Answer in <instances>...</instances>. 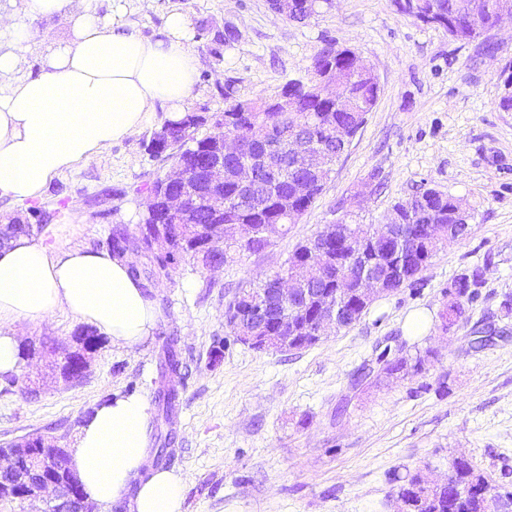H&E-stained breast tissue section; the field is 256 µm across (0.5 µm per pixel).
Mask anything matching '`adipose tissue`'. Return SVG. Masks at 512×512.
Instances as JSON below:
<instances>
[{
	"instance_id": "obj_1",
	"label": "adipose tissue",
	"mask_w": 512,
	"mask_h": 512,
	"mask_svg": "<svg viewBox=\"0 0 512 512\" xmlns=\"http://www.w3.org/2000/svg\"><path fill=\"white\" fill-rule=\"evenodd\" d=\"M41 17L62 20L65 35L0 11V199L38 200L59 174L137 134L158 109L184 112L197 83L190 16L168 14L158 38L124 22L125 0L112 15L86 0H30ZM39 70L18 71L30 54ZM130 257L58 248L28 235L0 247V375L20 368L18 323L63 308L133 348L154 329L159 312ZM148 403L139 395L99 405L84 423L72 452L89 501H126L129 512H183V486L167 470L144 473Z\"/></svg>"
}]
</instances>
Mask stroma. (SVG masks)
I'll use <instances>...</instances> for the list:
<instances>
[{
    "mask_svg": "<svg viewBox=\"0 0 512 512\" xmlns=\"http://www.w3.org/2000/svg\"><path fill=\"white\" fill-rule=\"evenodd\" d=\"M189 10L199 77L188 111L213 118L221 89L241 98L280 94L305 78L324 41L354 49L379 79L376 105L314 204L276 243L220 271L180 266L152 292L160 318L138 347L104 340L82 380L54 382L44 357L20 372L29 388L0 379V443L32 433L76 445L82 421L107 398L136 394L151 405L148 446L168 435L166 470L183 485L184 512H401L395 479L422 469L439 482L456 457L486 476L492 493L512 490V112L496 107L498 74L512 59V25L473 41L399 15L391 0H336L306 23L275 16L267 0H127L129 21L155 36L172 10ZM240 32L231 46L215 37ZM166 119L55 177L37 205L50 213L37 238L90 250L113 225L136 230L145 189L170 163L146 145ZM462 199L465 238L448 242L417 282L376 298L359 322L301 350L259 351L237 341L224 310L239 286L279 269L295 247L350 214L382 223L395 201L421 187ZM482 267L478 295L443 331L451 282ZM424 331L411 330L414 316ZM80 322L59 309L24 322L22 340L71 341ZM494 338L474 348L477 332ZM177 341L179 406L159 417L162 343ZM433 351L418 374L354 387L384 347Z\"/></svg>",
    "mask_w": 512,
    "mask_h": 512,
    "instance_id": "obj_1",
    "label": "stroma"
}]
</instances>
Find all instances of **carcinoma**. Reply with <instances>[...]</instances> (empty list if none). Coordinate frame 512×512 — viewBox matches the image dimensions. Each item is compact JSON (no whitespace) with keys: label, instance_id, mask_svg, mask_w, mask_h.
Instances as JSON below:
<instances>
[{"label":"carcinoma","instance_id":"cac0c4a2","mask_svg":"<svg viewBox=\"0 0 512 512\" xmlns=\"http://www.w3.org/2000/svg\"><path fill=\"white\" fill-rule=\"evenodd\" d=\"M430 13L436 26L443 28L448 35L457 40H472L486 33L494 25L498 15H512V0H392L393 7L401 15H409L412 3ZM334 7V0H318L316 8L301 7L288 15V20L305 23L313 18V14L321 15ZM359 55L350 48L333 47L325 43L314 57L311 77L307 80L291 79L282 88V93L297 102L293 112H265L262 102L243 99L237 94L236 81L224 82V100L230 102L229 108H249V111L231 113L224 111L213 118L211 127L224 124V134H237L251 141V146L244 159L254 165L257 171L252 196L243 202L234 201L236 184L235 169L238 163L227 161L224 167L227 177L224 180V197L232 201V206L224 211L226 224H252L261 236L268 240L255 246L233 241L229 233H219L218 227L212 224L207 211L201 204V198L207 193V187L201 180L193 184L195 205L188 219L177 220L155 209L149 213L142 212L139 224H163L170 237L171 249L167 252L155 250L150 235L138 229L133 235L123 224L112 227L107 240L108 252L121 256L128 249H135L149 261L145 268L132 270L135 278H144L154 282L180 264L193 266L204 265L220 260L226 264L238 261L246 253L261 252L274 245L276 240L288 232V225L296 223L282 213L278 201L291 193L292 182L306 179L314 183L318 179V170L331 174L336 162L345 153L348 143H336V125L345 126L348 138H353L366 121V116L376 105L379 82L367 70L359 66ZM328 78L336 83V99L332 100L320 95V82ZM503 92L498 98L497 108L501 112H512V62L504 66L499 75ZM204 123L199 115L184 112L175 120L166 121L154 131L162 148L151 153V156L164 157L172 163H183L193 166L198 153L210 144L212 135L207 133L197 136L198 128ZM294 137L308 143H322L324 151L319 155L309 153L295 157L288 153V139ZM456 198L434 188H423L412 196L399 200L388 213L391 227L398 233L406 224H454L455 238L463 237L471 215L456 213ZM349 233L370 239L380 231V224L343 223ZM209 230L212 238L211 250L205 253L195 247L200 238V229ZM335 233L321 234L299 244L285 259L278 271L266 280L254 284L248 282L239 287L226 308V311L244 310L245 300L239 298L260 295L264 288H273L279 279L287 276L304 280L305 268L314 260L310 245L320 241L331 244ZM444 243L442 239H434L419 244H411L406 248L408 257L407 276L397 274L398 260L389 255H382L374 263L373 275L381 281V287L394 292L406 284L415 282L427 266L428 262ZM483 269L473 268L456 278L448 288L453 296L442 319L446 326L452 327L461 319L465 312L464 304L473 301L478 294L477 288L482 283ZM315 287L322 292H330L336 288L343 290L346 297V309L341 315L338 329H348L358 322L368 304L355 298L358 279L353 270L341 273L336 270L328 272L325 279L318 281ZM431 352L411 357L399 348L395 353L386 350L380 354L376 363L382 366L387 376L419 373L429 362ZM452 472L451 485L446 489H438L428 485L421 471L415 470L400 479L397 493L404 500L405 512H493L492 503L496 497L490 493L485 478L474 469L471 463L459 457L450 464Z\"/></svg>","mask_w":512,"mask_h":512}]
</instances>
